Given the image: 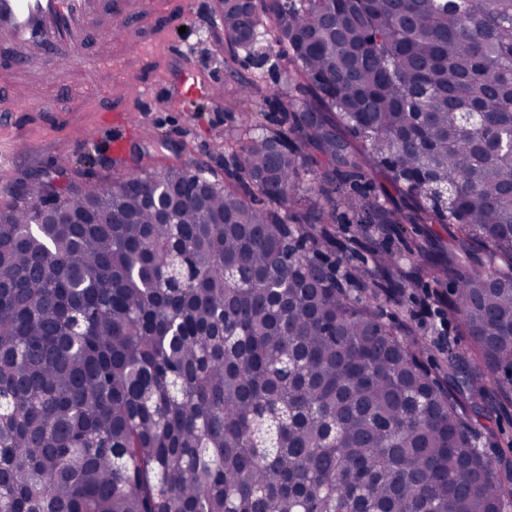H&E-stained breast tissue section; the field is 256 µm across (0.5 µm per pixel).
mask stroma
Here are the masks:
<instances>
[{"mask_svg": "<svg viewBox=\"0 0 512 512\" xmlns=\"http://www.w3.org/2000/svg\"><path fill=\"white\" fill-rule=\"evenodd\" d=\"M126 19L102 14L92 26L80 59L65 66L74 94L56 85L41 86L38 95L19 111L0 115V145H26L25 154L0 170V208L11 203L22 173L51 170L58 158L68 168L100 184L124 173L130 155L140 168L168 165L199 167L209 178H224V139L240 134L244 125L273 124L279 117L275 100H242L232 104L218 97H178L174 87L183 68L196 70L210 85L231 90L244 78L262 87L281 84V68L240 59L233 70L224 68V32L213 0H130ZM179 42L182 55H173L169 41ZM95 54L105 62L93 77H86L83 59ZM136 73L149 95L128 103L110 92L120 71ZM125 141L124 151L113 154L114 137Z\"/></svg>", "mask_w": 512, "mask_h": 512, "instance_id": "stroma-1", "label": "stroma"}]
</instances>
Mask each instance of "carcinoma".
Listing matches in <instances>:
<instances>
[{"label": "carcinoma", "instance_id": "carcinoma-1", "mask_svg": "<svg viewBox=\"0 0 512 512\" xmlns=\"http://www.w3.org/2000/svg\"><path fill=\"white\" fill-rule=\"evenodd\" d=\"M272 11L224 0L225 65L288 53L224 183L25 175L0 210V512H512L477 448L512 413V0ZM421 284L469 338L441 380L375 306Z\"/></svg>", "mask_w": 512, "mask_h": 512}]
</instances>
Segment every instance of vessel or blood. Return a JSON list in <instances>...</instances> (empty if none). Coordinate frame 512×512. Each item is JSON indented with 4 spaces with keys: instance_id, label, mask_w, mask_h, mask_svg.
I'll return each mask as SVG.
<instances>
[{
    "instance_id": "vessel-or-blood-1",
    "label": "vessel or blood",
    "mask_w": 512,
    "mask_h": 512,
    "mask_svg": "<svg viewBox=\"0 0 512 512\" xmlns=\"http://www.w3.org/2000/svg\"><path fill=\"white\" fill-rule=\"evenodd\" d=\"M121 12V0H0V65L21 68L48 61L46 78L62 82L64 63L82 47L87 28L104 8Z\"/></svg>"
}]
</instances>
